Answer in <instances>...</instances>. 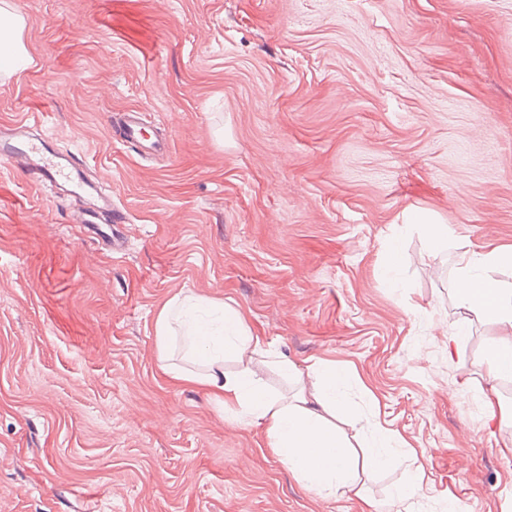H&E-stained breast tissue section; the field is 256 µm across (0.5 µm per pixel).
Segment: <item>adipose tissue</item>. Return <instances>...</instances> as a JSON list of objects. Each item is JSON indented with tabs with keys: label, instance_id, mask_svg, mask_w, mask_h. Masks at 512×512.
<instances>
[{
	"label": "adipose tissue",
	"instance_id": "obj_1",
	"mask_svg": "<svg viewBox=\"0 0 512 512\" xmlns=\"http://www.w3.org/2000/svg\"><path fill=\"white\" fill-rule=\"evenodd\" d=\"M24 26L13 0H0V43L12 47L10 54L0 56V74L11 75L31 64L22 40ZM494 268L512 269V251L458 250L459 308L507 329L489 351V371L497 378L512 374V282L490 277ZM155 334L162 370L174 381L209 388L240 421L265 422L273 452L308 489L333 496L354 485L359 472L387 465V457L374 449L358 457L349 455L331 419L336 412V389L343 379L335 366L323 365L310 374L295 372L299 390L292 398L276 397L267 390L262 380L263 343L250 334L243 315L232 306L196 296L174 297L159 312ZM178 341L194 359L207 364V371L171 364L170 351ZM228 357L240 366L232 376L224 371Z\"/></svg>",
	"mask_w": 512,
	"mask_h": 512
}]
</instances>
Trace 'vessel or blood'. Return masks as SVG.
<instances>
[{"label":"vessel or blood","instance_id":"vessel-or-blood-1","mask_svg":"<svg viewBox=\"0 0 512 512\" xmlns=\"http://www.w3.org/2000/svg\"><path fill=\"white\" fill-rule=\"evenodd\" d=\"M143 126L139 112L133 110L125 114L121 126L123 140L139 144ZM30 128V122L25 120L0 128V160L29 159V173L37 181L59 186L68 194L85 199L87 206L81 214L82 223L123 222V214L111 194L86 178L82 162L65 155L49 141L30 138Z\"/></svg>","mask_w":512,"mask_h":512}]
</instances>
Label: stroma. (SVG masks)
Returning <instances> with one entry per match:
<instances>
[{
	"mask_svg": "<svg viewBox=\"0 0 512 512\" xmlns=\"http://www.w3.org/2000/svg\"><path fill=\"white\" fill-rule=\"evenodd\" d=\"M26 69L0 124L86 164L124 252L79 199L0 163V512H512V395L456 252L512 247V0H15ZM142 112L169 154L123 143ZM399 241L396 286L387 245ZM239 309L338 406L392 431L388 467L307 489L265 424L160 367L174 296ZM124 114L121 126L122 139L129 144L138 145L142 139V129L144 126L141 113L131 110Z\"/></svg>",
	"mask_w": 512,
	"mask_h": 512,
	"instance_id": "35a3bbf8",
	"label": "stroma"
}]
</instances>
